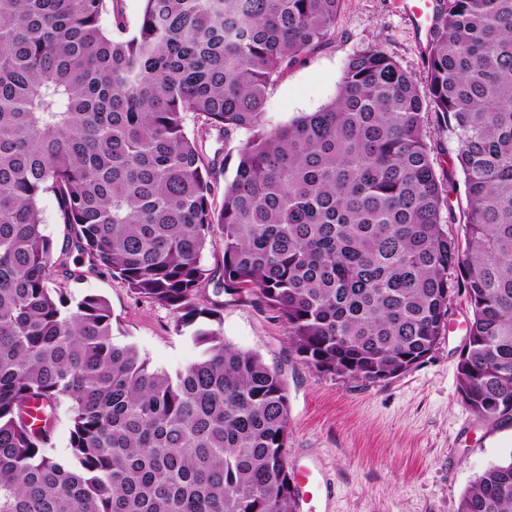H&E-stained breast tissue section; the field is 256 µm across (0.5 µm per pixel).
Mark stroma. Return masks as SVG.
Instances as JSON below:
<instances>
[{"label": "stroma", "instance_id": "stroma-1", "mask_svg": "<svg viewBox=\"0 0 512 512\" xmlns=\"http://www.w3.org/2000/svg\"><path fill=\"white\" fill-rule=\"evenodd\" d=\"M374 42L409 70H424L426 49L400 0H345L332 43L271 89L266 122L282 125L323 108L338 91L346 60ZM68 266L69 297L107 298L115 340L135 344L151 368L172 371L195 360L197 347L169 310L135 299L119 279L88 273L77 253H70ZM467 316L465 300L456 299L448 329L425 361L369 384L304 365L291 353L288 327L275 313L247 295L225 296V340L258 352L286 381L289 467L314 463L327 478L304 512H456L474 480L512 455V420L477 418L458 392Z\"/></svg>", "mask_w": 512, "mask_h": 512}]
</instances>
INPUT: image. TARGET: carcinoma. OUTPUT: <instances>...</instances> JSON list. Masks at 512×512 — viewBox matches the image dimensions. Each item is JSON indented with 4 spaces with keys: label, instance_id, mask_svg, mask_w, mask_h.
<instances>
[{
    "label": "carcinoma",
    "instance_id": "carcinoma-1",
    "mask_svg": "<svg viewBox=\"0 0 512 512\" xmlns=\"http://www.w3.org/2000/svg\"><path fill=\"white\" fill-rule=\"evenodd\" d=\"M343 2L143 0L132 29L120 0H0V512H298L287 385L224 341L223 293L278 314L303 364L372 384L434 351L460 295L462 402L512 419V0H442L423 73L376 42L327 106L266 125L269 90L334 39ZM213 138L236 142L220 200ZM73 250L194 327L197 359L152 369L114 341L106 298L50 287ZM456 512H512V456ZM456 144L452 139L448 138V135L443 134L440 139V146L435 150L433 155L434 163L437 173L441 178H445L448 175V171L451 170L452 159L455 157ZM39 206L45 232L57 242L60 248L66 234V229L64 224H61L59 221L56 201L52 196L46 195L41 199ZM53 447L60 456H65L68 452L69 444V425L65 415V406L62 405L57 411V420L55 423Z\"/></svg>",
    "mask_w": 512,
    "mask_h": 512
}]
</instances>
